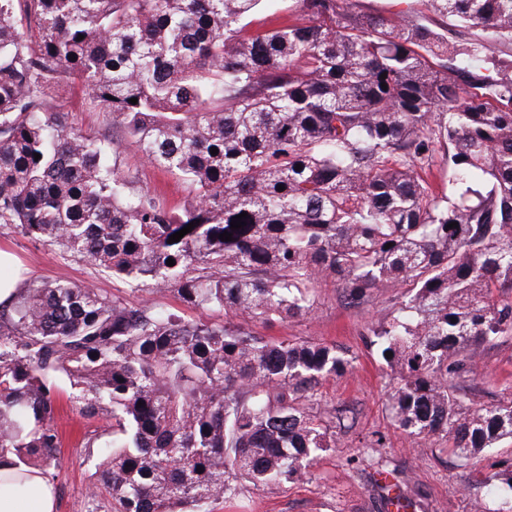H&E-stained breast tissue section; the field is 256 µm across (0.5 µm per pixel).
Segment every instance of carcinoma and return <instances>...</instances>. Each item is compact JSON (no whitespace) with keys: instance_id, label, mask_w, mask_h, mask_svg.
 Wrapping results in <instances>:
<instances>
[{"instance_id":"carcinoma-1","label":"carcinoma","mask_w":512,"mask_h":512,"mask_svg":"<svg viewBox=\"0 0 512 512\" xmlns=\"http://www.w3.org/2000/svg\"><path fill=\"white\" fill-rule=\"evenodd\" d=\"M261 2L0 0V225L227 317L307 316L322 279L348 306L397 290L365 333L398 375L390 418L467 465L512 439V393L474 409L467 385L477 349L512 336V0H426L455 36L409 8L297 0L288 24L242 37ZM472 27L486 38L460 37ZM77 82L192 187L181 211L134 187L112 141L50 111ZM439 149L442 190L425 177ZM350 365L334 345L28 284L0 304V467L54 478L66 392L106 422L86 437L87 512L104 492L114 512H203L336 447L344 411L311 409ZM377 470L392 478L380 510L413 506L409 479ZM475 482L508 487L497 512H512V464Z\"/></svg>"}]
</instances>
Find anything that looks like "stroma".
<instances>
[{"mask_svg":"<svg viewBox=\"0 0 512 512\" xmlns=\"http://www.w3.org/2000/svg\"><path fill=\"white\" fill-rule=\"evenodd\" d=\"M52 105L64 114L67 125L87 135L113 140L120 150L123 170L137 185L160 191L165 202L176 209L190 200L189 186L154 168L125 143L111 115L92 107L80 88L54 97ZM0 250L16 258L24 282L59 279L89 284L130 306L146 303L197 322L219 325L225 321L221 312L183 303L173 290L134 289L9 225L0 226ZM340 295L339 286L327 279L318 285L314 310L308 316L271 324L238 317L234 323L274 340H308L346 350L353 358L352 368L324 381L319 396L324 408L351 410L353 425L336 426L337 448L323 455L305 478L260 488L242 484L234 502L208 504V512H378L376 468L370 449L361 445L364 437L375 431L386 437L383 455L407 475L416 492L417 504L408 512H470L472 499L485 497V488L472 481L473 469L458 466L431 441H410L388 415L394 375L371 353L364 334L378 310L393 298V289H380L356 307L345 305ZM474 378L476 403H487L512 391V339H501L481 352ZM56 423L62 437L60 465L53 482L56 512H86L96 459L88 454L85 434L94 424L80 417L67 402Z\"/></svg>","mask_w":512,"mask_h":512,"instance_id":"35a3bbf8","label":"stroma"}]
</instances>
